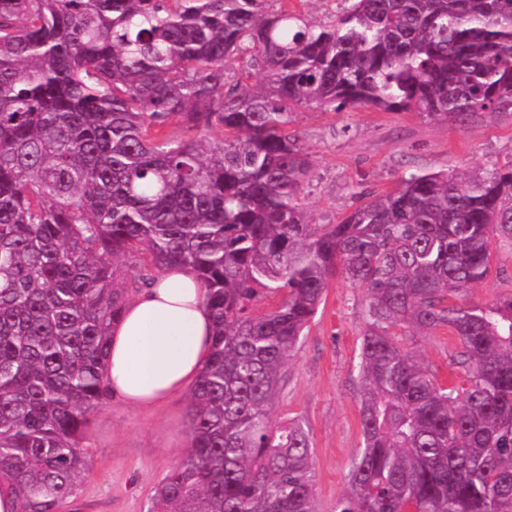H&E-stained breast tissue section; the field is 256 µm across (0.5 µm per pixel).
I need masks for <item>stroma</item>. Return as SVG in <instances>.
Wrapping results in <instances>:
<instances>
[{
	"label": "stroma",
	"mask_w": 512,
	"mask_h": 512,
	"mask_svg": "<svg viewBox=\"0 0 512 512\" xmlns=\"http://www.w3.org/2000/svg\"><path fill=\"white\" fill-rule=\"evenodd\" d=\"M308 150L312 175L301 202L312 224L338 223L357 204L392 190L417 172L512 165V111L483 113L462 123L420 112L369 107L340 112L301 108L288 127ZM512 286V249L494 250L490 277L473 297L488 301ZM363 287L335 278L300 348L285 369L272 420L302 418L312 436L317 512H331L360 446L352 383L364 330ZM404 343L439 381L460 378L448 331L408 336ZM187 397L150 414L118 405L95 411L88 428L87 471L63 512H146L159 482L190 446Z\"/></svg>",
	"instance_id": "1"
}]
</instances>
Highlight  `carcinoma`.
Listing matches in <instances>:
<instances>
[{
  "label": "carcinoma",
  "mask_w": 512,
  "mask_h": 512,
  "mask_svg": "<svg viewBox=\"0 0 512 512\" xmlns=\"http://www.w3.org/2000/svg\"><path fill=\"white\" fill-rule=\"evenodd\" d=\"M271 2L0 0V494L17 512L73 497L112 326L132 280L168 265L201 281L215 332L190 448L148 512H316L310 431L271 413L337 276L366 299L361 442L333 512H512V290L471 299L493 243L512 248V165L415 173L313 225L288 133L301 107L512 110V0H344L323 25ZM176 117L239 137L163 134ZM441 327L464 384L397 339Z\"/></svg>",
  "instance_id": "obj_1"
}]
</instances>
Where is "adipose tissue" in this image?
Here are the masks:
<instances>
[{
  "label": "adipose tissue",
  "mask_w": 512,
  "mask_h": 512,
  "mask_svg": "<svg viewBox=\"0 0 512 512\" xmlns=\"http://www.w3.org/2000/svg\"><path fill=\"white\" fill-rule=\"evenodd\" d=\"M213 319L196 275L165 267L125 307L104 364V399L152 413L196 383L209 357Z\"/></svg>",
  "instance_id": "1"
}]
</instances>
